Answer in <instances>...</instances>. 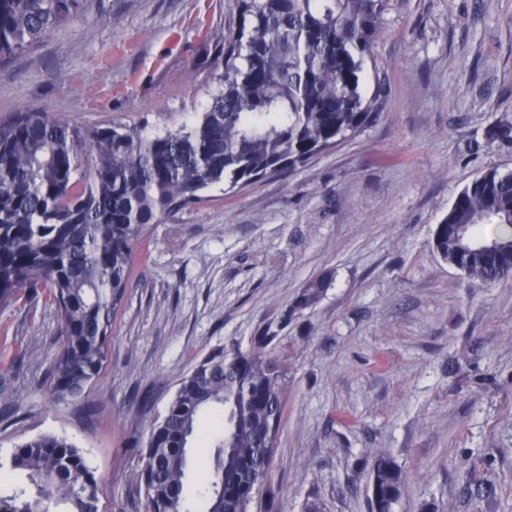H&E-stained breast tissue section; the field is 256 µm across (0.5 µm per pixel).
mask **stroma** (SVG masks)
Listing matches in <instances>:
<instances>
[{
	"label": "stroma",
	"instance_id": "1",
	"mask_svg": "<svg viewBox=\"0 0 512 512\" xmlns=\"http://www.w3.org/2000/svg\"><path fill=\"white\" fill-rule=\"evenodd\" d=\"M237 0H94L90 16L0 70V117L37 107L78 127L146 132L210 100ZM385 98L354 140L152 227L108 362L78 404L44 387L60 342L42 300L0 309V448L64 435L100 478V512H146L149 426L209 351L260 328L288 367L271 483L251 512H368L374 450L408 475L396 512H512V280L464 279L432 251L458 192L512 171V0H390L373 49ZM332 272L299 310L309 280ZM331 282L332 274L330 272L320 274L308 281L297 298V306L301 309L315 306L321 300Z\"/></svg>",
	"mask_w": 512,
	"mask_h": 512
}]
</instances>
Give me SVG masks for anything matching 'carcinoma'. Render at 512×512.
<instances>
[{"instance_id":"1","label":"carcinoma","mask_w":512,"mask_h":512,"mask_svg":"<svg viewBox=\"0 0 512 512\" xmlns=\"http://www.w3.org/2000/svg\"><path fill=\"white\" fill-rule=\"evenodd\" d=\"M94 0H0V68L86 17ZM389 0H239L217 51L216 91L196 118L148 134L138 126L79 128L25 109L0 118V308L36 294L55 309L61 342L47 392L83 398L108 355L112 318L126 300L135 250L166 215L228 189L306 165L358 136L384 106L367 91ZM432 249L468 280L512 278V172L490 169L456 196ZM332 282L306 283L315 306ZM270 329L249 349L215 348L179 383L150 427L138 489L152 512H249L270 480L285 414L287 369ZM223 410L211 456L190 475V443ZM407 474L372 458L369 512H395ZM99 478L68 438L40 434L0 452V512H99Z\"/></svg>"}]
</instances>
